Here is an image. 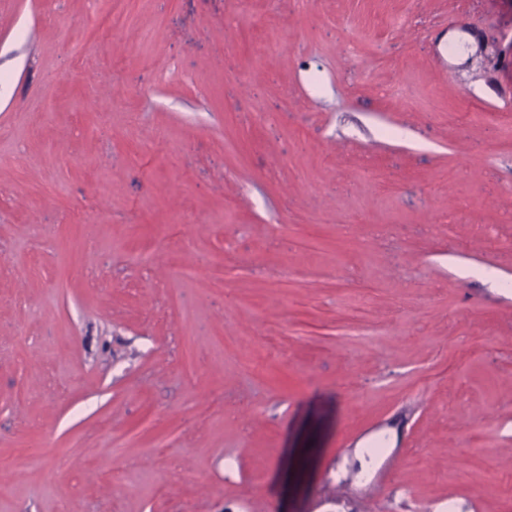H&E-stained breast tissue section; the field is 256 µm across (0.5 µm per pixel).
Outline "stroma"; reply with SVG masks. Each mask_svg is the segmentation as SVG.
Masks as SVG:
<instances>
[{
	"mask_svg": "<svg viewBox=\"0 0 512 512\" xmlns=\"http://www.w3.org/2000/svg\"><path fill=\"white\" fill-rule=\"evenodd\" d=\"M506 54L512 0H0V512H512Z\"/></svg>",
	"mask_w": 512,
	"mask_h": 512,
	"instance_id": "stroma-1",
	"label": "stroma"
}]
</instances>
